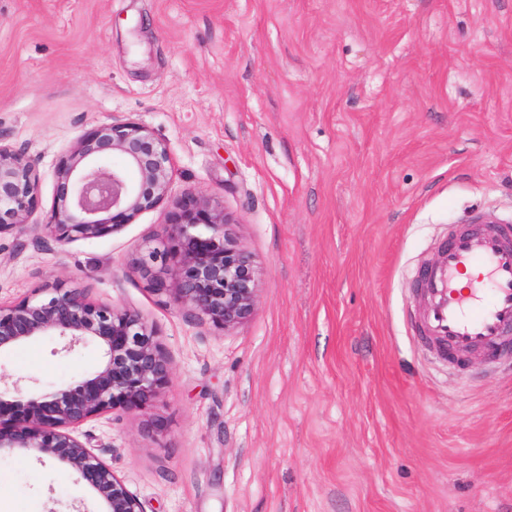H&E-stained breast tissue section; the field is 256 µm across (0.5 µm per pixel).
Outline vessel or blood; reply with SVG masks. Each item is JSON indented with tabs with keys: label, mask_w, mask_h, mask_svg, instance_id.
Listing matches in <instances>:
<instances>
[{
	"label": "vessel or blood",
	"mask_w": 512,
	"mask_h": 512,
	"mask_svg": "<svg viewBox=\"0 0 512 512\" xmlns=\"http://www.w3.org/2000/svg\"><path fill=\"white\" fill-rule=\"evenodd\" d=\"M476 274L468 288L458 277ZM427 297L425 330L443 352L508 355L512 348V225L471 224L449 231L436 265L418 276Z\"/></svg>",
	"instance_id": "vessel-or-blood-1"
}]
</instances>
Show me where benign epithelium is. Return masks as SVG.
<instances>
[{"label":"benign epithelium","instance_id":"1","mask_svg":"<svg viewBox=\"0 0 512 512\" xmlns=\"http://www.w3.org/2000/svg\"><path fill=\"white\" fill-rule=\"evenodd\" d=\"M117 157L121 164L106 165ZM173 172L167 144L139 123L101 125L88 132L56 166V195L43 233L60 244L95 239L132 223L167 197ZM37 172L19 151L0 145V234L27 224L36 201ZM230 219L217 201L186 195L172 212L171 251L146 250L139 269L156 295L208 319L228 333L249 320L259 297L252 255L226 232ZM205 226L204 236L196 229ZM160 270L152 271L155 264ZM33 294L0 305V352L43 336L63 339L62 350L96 343L103 363L66 386L29 393L13 384L0 391L1 448H30L67 464L103 500L107 512H144L122 479L76 434L85 422L116 408L148 409L168 383L172 363L137 312L93 300L87 289L58 280Z\"/></svg>","mask_w":512,"mask_h":512}]
</instances>
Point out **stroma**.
<instances>
[{"label":"stroma","mask_w":512,"mask_h":512,"mask_svg":"<svg viewBox=\"0 0 512 512\" xmlns=\"http://www.w3.org/2000/svg\"><path fill=\"white\" fill-rule=\"evenodd\" d=\"M135 122L167 200L59 244L55 169ZM0 143L39 175L0 235V304L57 280L138 312L173 371L145 411L80 437L144 512H512V365L434 359L406 274L449 225L512 218V0H0ZM224 207L259 272L226 333L135 265L187 194ZM45 340L0 353L42 388L98 366ZM7 512H105L69 466L0 450Z\"/></svg>","instance_id":"35a3bbf8"}]
</instances>
